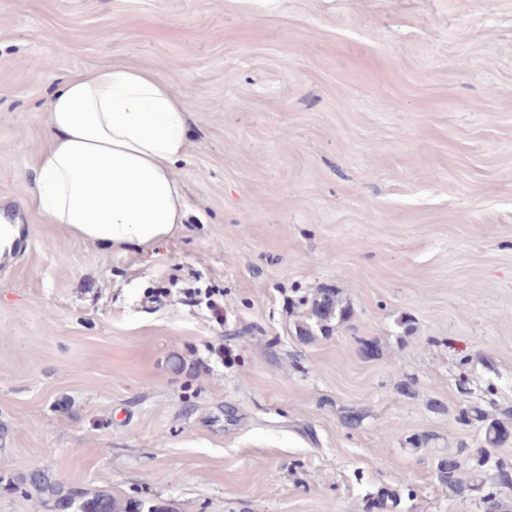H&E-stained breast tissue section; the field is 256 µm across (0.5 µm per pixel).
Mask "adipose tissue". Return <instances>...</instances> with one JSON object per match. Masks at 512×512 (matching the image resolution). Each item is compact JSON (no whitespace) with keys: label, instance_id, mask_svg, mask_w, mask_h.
Returning a JSON list of instances; mask_svg holds the SVG:
<instances>
[{"label":"adipose tissue","instance_id":"ef3b65f1","mask_svg":"<svg viewBox=\"0 0 512 512\" xmlns=\"http://www.w3.org/2000/svg\"><path fill=\"white\" fill-rule=\"evenodd\" d=\"M47 146L30 204L46 223L102 251L146 249L187 217L174 166L189 150L186 114L157 71L106 66L68 77L49 98Z\"/></svg>","mask_w":512,"mask_h":512}]
</instances>
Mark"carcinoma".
Returning a JSON list of instances; mask_svg holds the SVG:
<instances>
[{
    "label": "carcinoma",
    "instance_id": "obj_1",
    "mask_svg": "<svg viewBox=\"0 0 512 512\" xmlns=\"http://www.w3.org/2000/svg\"><path fill=\"white\" fill-rule=\"evenodd\" d=\"M291 306L303 309V319L298 321L296 334L306 342L332 331V323L344 322L350 316V309L343 303L340 293L333 288H322L312 296L297 297ZM466 423H477L482 430V440L477 448L468 449L469 457L475 460V468L468 479H462L463 465L456 454H450L438 461L437 479L448 486V491L460 495L467 490L479 489L485 483L487 471L494 472L495 490L485 495L491 512H498L500 499L512 496V464H506L494 457V450L508 437L504 423L489 416L479 405H472L463 412ZM59 512H162L156 505L129 499L122 504L104 493L89 495L80 489H71L61 495Z\"/></svg>",
    "mask_w": 512,
    "mask_h": 512
}]
</instances>
